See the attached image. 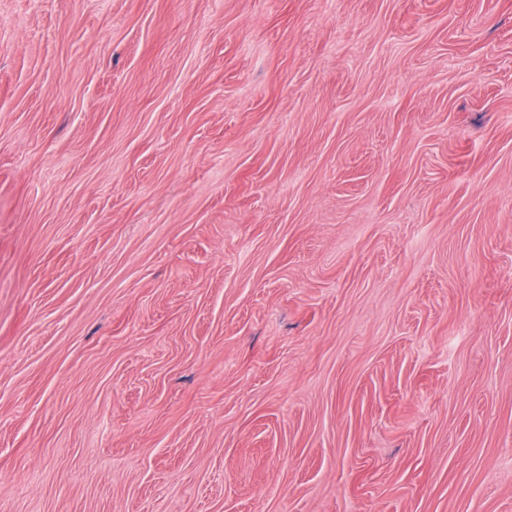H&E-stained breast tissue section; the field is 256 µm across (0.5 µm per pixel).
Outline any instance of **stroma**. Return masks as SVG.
<instances>
[{
  "instance_id": "1",
  "label": "stroma",
  "mask_w": 512,
  "mask_h": 512,
  "mask_svg": "<svg viewBox=\"0 0 512 512\" xmlns=\"http://www.w3.org/2000/svg\"><path fill=\"white\" fill-rule=\"evenodd\" d=\"M0 512H512V0H0Z\"/></svg>"
}]
</instances>
